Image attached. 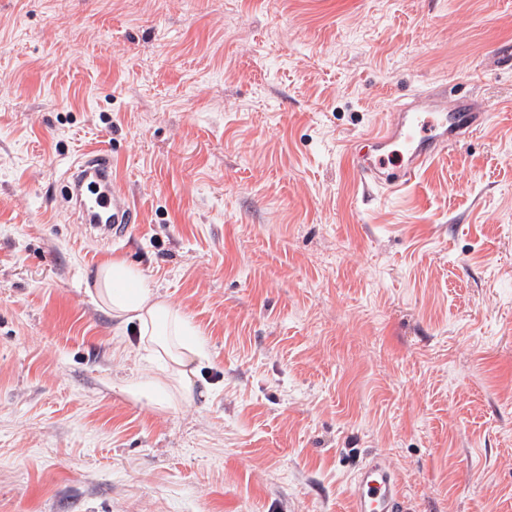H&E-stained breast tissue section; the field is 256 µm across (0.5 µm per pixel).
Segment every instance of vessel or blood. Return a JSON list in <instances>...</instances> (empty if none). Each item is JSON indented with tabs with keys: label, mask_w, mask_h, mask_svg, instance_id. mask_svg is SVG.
<instances>
[{
	"label": "vessel or blood",
	"mask_w": 512,
	"mask_h": 512,
	"mask_svg": "<svg viewBox=\"0 0 512 512\" xmlns=\"http://www.w3.org/2000/svg\"><path fill=\"white\" fill-rule=\"evenodd\" d=\"M487 119L480 104L468 96L449 97L440 86L418 94L409 102L388 113L377 134L368 144H352L349 162L367 187L391 192L408 184L415 176L449 147L459 144L481 130ZM404 145L406 162L392 164L391 149ZM93 175L99 188L88 192L78 208L87 223L109 219V234L126 236L137 215L125 194L112 185V160L102 151L88 153L75 178ZM352 512H406L405 496L386 462L371 458L357 471L352 484Z\"/></svg>",
	"instance_id": "vessel-or-blood-1"
}]
</instances>
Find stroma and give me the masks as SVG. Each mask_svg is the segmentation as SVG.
<instances>
[{
	"mask_svg": "<svg viewBox=\"0 0 512 512\" xmlns=\"http://www.w3.org/2000/svg\"><path fill=\"white\" fill-rule=\"evenodd\" d=\"M512 0H0V512H512ZM445 84L488 121L395 197L343 152ZM107 151L140 221L68 198ZM142 269L210 352L129 389L87 294ZM353 512H405V496L386 462L373 457L357 471L352 484Z\"/></svg>",
	"mask_w": 512,
	"mask_h": 512,
	"instance_id": "obj_1",
	"label": "stroma"
}]
</instances>
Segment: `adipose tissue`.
<instances>
[{
  "label": "adipose tissue",
  "mask_w": 512,
  "mask_h": 512,
  "mask_svg": "<svg viewBox=\"0 0 512 512\" xmlns=\"http://www.w3.org/2000/svg\"><path fill=\"white\" fill-rule=\"evenodd\" d=\"M89 294L118 326L135 327L143 365L134 393L160 408L178 409L209 358L188 315L149 287L140 269L119 259L100 265Z\"/></svg>",
  "instance_id": "obj_1"
}]
</instances>
